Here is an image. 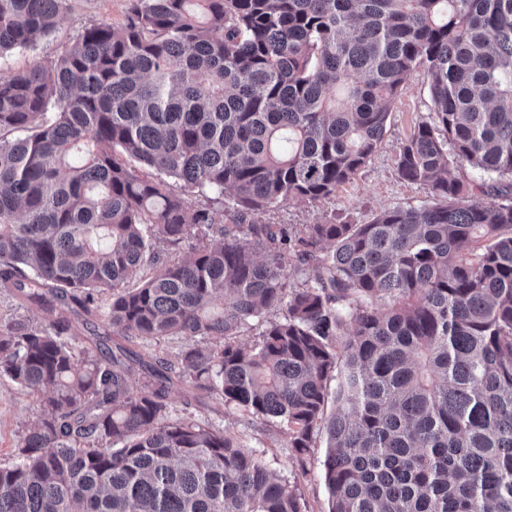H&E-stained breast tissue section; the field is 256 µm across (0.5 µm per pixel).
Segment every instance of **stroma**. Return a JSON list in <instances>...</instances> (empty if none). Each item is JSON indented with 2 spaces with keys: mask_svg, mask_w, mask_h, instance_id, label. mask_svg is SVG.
<instances>
[{
  "mask_svg": "<svg viewBox=\"0 0 512 512\" xmlns=\"http://www.w3.org/2000/svg\"><path fill=\"white\" fill-rule=\"evenodd\" d=\"M130 0H64L55 33L31 48H18L0 60V71L29 69L33 64L48 63L57 57L83 28L108 22L121 25ZM433 105L423 71H415L407 88L391 107L388 131L379 150L354 178L332 195L317 202H291L263 214L268 224H285L296 229L327 218L351 224H365L381 210L394 207H420L432 198L421 185L403 180L396 169L395 158L402 143L415 127L430 120ZM170 417H191L202 424H213L244 448L252 451L289 484L295 485L309 512H328L329 493L320 469L326 451V436L318 434L313 448L304 457L293 455L285 429L251 419L234 409L216 413L193 402L181 392L169 396ZM39 402L21 386L0 377V463L11 460L20 437L40 417Z\"/></svg>",
  "mask_w": 512,
  "mask_h": 512,
  "instance_id": "stroma-1",
  "label": "stroma"
}]
</instances>
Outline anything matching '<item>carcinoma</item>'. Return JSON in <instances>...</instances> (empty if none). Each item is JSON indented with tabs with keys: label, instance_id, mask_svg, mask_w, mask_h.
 I'll return each instance as SVG.
<instances>
[{
	"label": "carcinoma",
	"instance_id": "cac0c4a2",
	"mask_svg": "<svg viewBox=\"0 0 512 512\" xmlns=\"http://www.w3.org/2000/svg\"><path fill=\"white\" fill-rule=\"evenodd\" d=\"M62 8L0 0V57ZM419 69L433 116L395 165L431 205L262 223L353 179ZM226 190L222 224L189 200ZM0 291L53 315L0 329V376L43 409L0 512H304L223 429L170 419L176 389L300 458L324 432L330 512H512V0H132L0 74ZM169 336L209 343L129 346Z\"/></svg>",
	"mask_w": 512,
	"mask_h": 512
}]
</instances>
